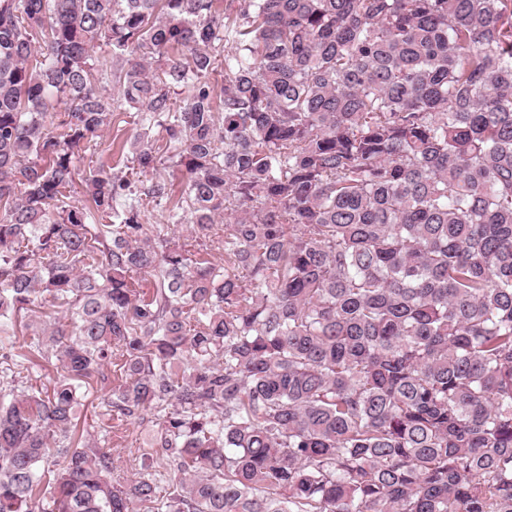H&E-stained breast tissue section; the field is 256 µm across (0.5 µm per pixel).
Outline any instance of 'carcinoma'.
Segmentation results:
<instances>
[{
    "label": "carcinoma",
    "mask_w": 512,
    "mask_h": 512,
    "mask_svg": "<svg viewBox=\"0 0 512 512\" xmlns=\"http://www.w3.org/2000/svg\"><path fill=\"white\" fill-rule=\"evenodd\" d=\"M215 2L0 0V512H512V0ZM125 107L117 109L112 124V129L98 140V144L88 150L83 159L81 170L83 175L96 173L102 165L115 168V171L123 170L127 164V157L131 155L127 149L122 153L120 146L126 140L133 139L139 126L133 123V112H124ZM132 116V117H130ZM168 205L162 204L161 206L154 207L151 209L149 207L150 213H147V223L154 225H164V231L162 232V235L165 234L164 238L172 239L174 238L176 241L179 240L180 243L184 242L185 236L188 234L186 231L187 226H189L190 223H185L182 228H176L170 224V226L167 228L166 221H165V209ZM83 403L78 415L77 433L87 430L98 439L101 446L110 449L114 467L112 478L123 481L141 472L142 455L152 453L155 456L158 450L150 448L148 444V434L156 429L157 412L148 410L143 421L120 425L116 415H113L115 413L112 412V416L107 414L109 408L104 401V391H100L96 385L89 389Z\"/></svg>",
    "instance_id": "cac0c4a2"
}]
</instances>
